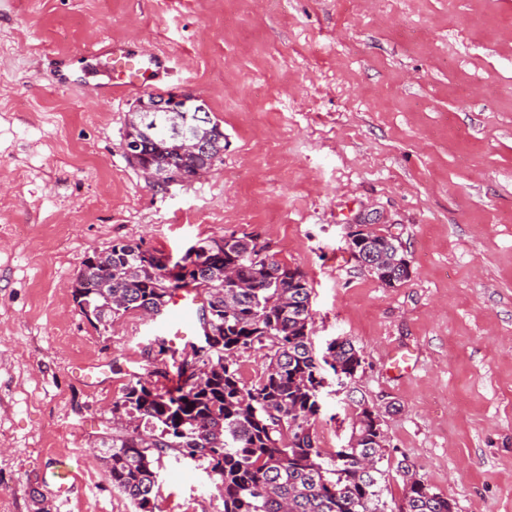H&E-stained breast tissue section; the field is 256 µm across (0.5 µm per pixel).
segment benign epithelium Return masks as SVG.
I'll return each mask as SVG.
<instances>
[{
  "label": "benign epithelium",
  "instance_id": "obj_1",
  "mask_svg": "<svg viewBox=\"0 0 512 512\" xmlns=\"http://www.w3.org/2000/svg\"><path fill=\"white\" fill-rule=\"evenodd\" d=\"M209 112V104L203 96L181 89L140 99L133 113L137 116L141 136L125 140L127 158L163 184L199 179L206 170L200 168L197 160L219 149V143L224 139L222 128L211 129ZM160 127L164 128L166 147L160 162L154 164L146 160L142 144Z\"/></svg>",
  "mask_w": 512,
  "mask_h": 512
}]
</instances>
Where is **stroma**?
<instances>
[{
	"label": "stroma",
	"instance_id": "stroma-1",
	"mask_svg": "<svg viewBox=\"0 0 512 512\" xmlns=\"http://www.w3.org/2000/svg\"><path fill=\"white\" fill-rule=\"evenodd\" d=\"M110 39L167 53L144 94L207 99L224 155L201 179L128 162L138 96L89 94L113 71L81 53ZM364 222L402 241L407 281L359 266ZM246 233L306 275L316 354H362L347 386L322 371L319 448L348 446L362 399L387 437L385 512L402 459L455 512H512V0H0V512H136L102 462L112 403L199 340L170 306L94 328L67 288L83 260ZM59 457L81 476L60 497ZM159 483L157 512H223L193 462L164 456ZM341 340L336 341L335 345L329 344L327 351L330 360L324 358V363L336 373V362L351 365L354 362L355 355L359 354V350L350 341H345L336 347V344ZM360 355V354H359Z\"/></svg>",
	"mask_w": 512,
	"mask_h": 512
}]
</instances>
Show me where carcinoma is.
<instances>
[{"label":"carcinoma","mask_w":512,"mask_h":512,"mask_svg":"<svg viewBox=\"0 0 512 512\" xmlns=\"http://www.w3.org/2000/svg\"><path fill=\"white\" fill-rule=\"evenodd\" d=\"M370 251L404 256L392 235L369 233ZM114 240L93 253L74 279V302L93 326L107 327L128 311L159 313L179 290L199 298L196 315L204 343L178 367L176 386L158 385L152 372L134 376L112 403L117 427L102 440L112 487L138 512H154L157 467L168 452L207 465L220 480L224 512H383L381 470L364 473L351 462L336 474L311 431L320 411V367L309 336L312 288L276 254L260 255L254 237L218 245L199 243L183 256L198 271L172 278ZM265 351L263 372L251 384L239 373V357ZM331 369L350 365L359 350L349 341L328 345ZM358 453L380 461L373 420L355 428ZM399 512H451L449 499L429 485L405 487Z\"/></svg>","instance_id":"obj_1"}]
</instances>
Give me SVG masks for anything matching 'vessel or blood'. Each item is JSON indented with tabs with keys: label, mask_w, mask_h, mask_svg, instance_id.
<instances>
[{
	"label": "vessel or blood",
	"mask_w": 512,
	"mask_h": 512,
	"mask_svg": "<svg viewBox=\"0 0 512 512\" xmlns=\"http://www.w3.org/2000/svg\"><path fill=\"white\" fill-rule=\"evenodd\" d=\"M89 55L96 59H105L113 69L124 75L123 80L97 84V91L108 98L143 88L144 76L156 72L165 63L164 58L158 53L138 54L127 42L115 40L99 49L90 50ZM49 475L57 492L60 493L69 491L75 483L73 468L63 458L54 459L49 468Z\"/></svg>",
	"instance_id": "1"
}]
</instances>
